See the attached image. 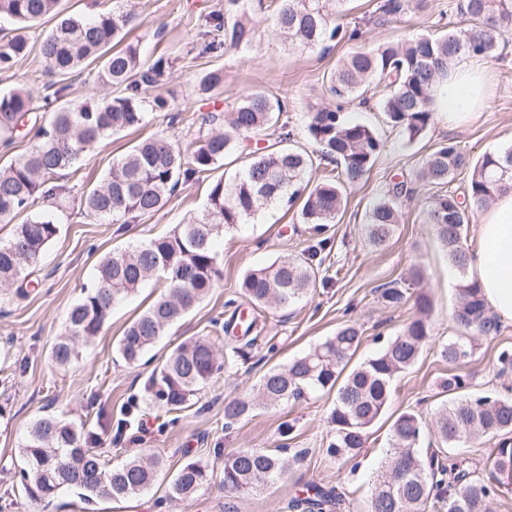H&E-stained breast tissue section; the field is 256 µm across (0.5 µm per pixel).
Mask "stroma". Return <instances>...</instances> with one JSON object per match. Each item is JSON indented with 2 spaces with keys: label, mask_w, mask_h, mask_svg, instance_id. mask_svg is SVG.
<instances>
[{
  "label": "stroma",
  "mask_w": 512,
  "mask_h": 512,
  "mask_svg": "<svg viewBox=\"0 0 512 512\" xmlns=\"http://www.w3.org/2000/svg\"><path fill=\"white\" fill-rule=\"evenodd\" d=\"M224 3L136 0L140 23L128 39L138 43L146 56L171 61L172 68L156 92L174 110L228 112L254 90L281 99L286 110L280 120L292 133L291 147L315 158L307 173L314 184L323 180L331 165L319 159V146L307 125L312 112L333 103L327 85L337 61L363 48L468 24L457 9L459 0H424L422 8L409 11L399 21L384 26L364 24L361 40L343 41L326 51H301L289 45L276 27L278 0H250L252 42L218 57L204 54L199 32L206 17L223 13ZM479 64L489 72L493 84L487 106L461 128H448L441 118H434L425 134L412 142L393 128L382 112L383 87L372 89L367 103L345 102L347 119L372 127L383 149L365 178L344 189L345 207L336 223L327 227L329 245L315 288L287 309L255 311L242 297L239 285L245 272L298 255L320 237L312 225L301 223L298 208L264 206L218 239L222 272L218 288L170 326L147 353L146 364L138 367L125 365L116 346L125 327L162 292L158 280L117 304L101 334L81 345L79 357L70 367L56 368L49 355L56 336L65 330L70 307L90 283L104 254L172 231L203 208L213 182L233 181L248 157L238 151L226 155L200 180L180 185L161 211L134 224L88 220L79 207L81 194L99 185L113 160L123 156L136 140L161 132L188 152L194 147L196 128L184 122L172 125L163 113H151L139 129L105 140L85 153L75 169L61 172L58 182L67 192L55 200L60 234L34 267V283L27 292L21 296L11 291L0 294V512H289L290 498L310 484L335 487L343 499L342 512H365L374 478L390 447L386 424L372 429L358 466H342L325 452L335 393H307L286 405L257 411L229 428L224 425V403L252 393L268 368L285 365L313 349L347 320L357 323L362 332L355 362L368 358L383 339L399 333L417 315L413 300L397 310L385 308L378 300L377 288L407 277L410 269L418 267L423 277L410 285L409 292L413 299L423 294L431 301V337L415 365L397 375L387 412L396 415L412 410L429 424L434 421L442 403L438 382L448 374L439 351L456 334L453 314L459 302V276L434 226L424 221L425 209L440 190L419 180L418 172L423 158L446 143L474 158L512 143V30L503 34L497 52L480 59ZM216 68L224 71L223 85L211 96H199L200 78ZM54 80L36 50L13 72L0 73V92L25 85L35 105L10 147H0V164L16 159L33 144V124L43 114L46 87ZM398 182L409 189L398 199L401 222L386 247L374 248L366 236V214ZM234 314L256 319L260 329L247 360L214 378L191 397L182 412L168 414L147 407L154 365L192 336H209L216 345H224V325ZM504 349L512 350V324L502 325L498 336L476 340L471 358L462 367L472 377L473 392L512 394V375L497 373V356ZM46 415L85 424L112 462L145 451L154 453L162 461L154 485L136 497L101 500L88 508L72 491L31 503L16 488L14 471L21 459L23 438L31 425ZM280 447L291 451L303 448L307 454L260 492L242 495L225 491L216 476L194 500L163 508L158 505L172 476L185 462L197 461L218 473L224 458L238 449Z\"/></svg>",
  "instance_id": "35a3bbf8"
}]
</instances>
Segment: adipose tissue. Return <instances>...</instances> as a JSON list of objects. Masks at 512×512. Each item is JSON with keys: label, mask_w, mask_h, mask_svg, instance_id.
<instances>
[{"label": "adipose tissue", "mask_w": 512, "mask_h": 512, "mask_svg": "<svg viewBox=\"0 0 512 512\" xmlns=\"http://www.w3.org/2000/svg\"><path fill=\"white\" fill-rule=\"evenodd\" d=\"M436 110L451 126L464 123L489 95L485 73L462 63L436 87ZM470 273L500 322L512 323V190L501 194L477 226Z\"/></svg>", "instance_id": "obj_1"}]
</instances>
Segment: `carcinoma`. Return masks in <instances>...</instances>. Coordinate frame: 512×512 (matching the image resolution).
Wrapping results in <instances>:
<instances>
[{"label":"carcinoma","instance_id":"1","mask_svg":"<svg viewBox=\"0 0 512 512\" xmlns=\"http://www.w3.org/2000/svg\"><path fill=\"white\" fill-rule=\"evenodd\" d=\"M61 0H0V18L17 25V33L0 41V71L11 70L26 57L32 45L27 30L48 16L57 17L40 41L39 52L49 72L66 78L85 65L97 66L98 81L115 95L86 101L78 106L61 102L65 86L44 97L48 118L36 129L35 142L26 154L0 166V221L11 222L28 213L10 238L0 239V289H15L19 296L30 284L29 268L58 237L60 222L54 211L38 208L63 190L55 184L60 172L72 168L80 157L101 141L141 127L146 111H169L166 99L148 100L147 88L159 84L169 69L158 58L142 59L132 44L116 48L134 24L137 14L131 0H112V11L93 18L64 15ZM244 0H225L224 15L209 17L203 52L221 55L229 48L248 44L253 35ZM346 0H282L276 18L280 33L300 49H316L345 38L357 40L362 31L339 23ZM413 0H380L369 22L391 23L409 12ZM459 12L468 25L445 35H419L403 42L384 43L358 51L339 61L330 75L328 95L336 107H324L310 117L308 131L322 147L321 158L340 166L337 175L311 186L305 181L313 165L306 152L270 145L250 152L242 173L230 183H212L201 213L176 225L164 236L104 255L96 266L95 280L71 307L65 333L54 343L51 362L69 367L79 356V346L99 335L112 308L135 293L145 282L163 278L165 291L125 329L117 351L124 362L136 367L145 352L164 331L195 308L217 287L214 241L219 235L264 206L303 199L301 222L318 232L336 221L343 208V188L360 182L371 170L382 142L370 127L346 120L342 103L367 100L372 83L384 85L382 110L389 123L412 142L431 125L435 112L432 87L448 78L454 61L462 57H489L498 48L502 33L512 28V0H460ZM224 83L216 69L199 82V93L209 95ZM33 110L30 94L22 88L0 92V138L8 142L20 122ZM283 112L281 100L263 91L243 96L230 112L187 122L207 128L193 151L183 154L167 136L154 134L136 142L112 163L101 183L82 196L83 214L97 221L110 218L129 223L157 213L181 184L196 181L243 147L248 139L268 136ZM458 171L469 172L468 202L450 192L436 196L425 211L424 222L435 227L459 273V305L454 321L457 336L441 346L440 356L452 366L438 384L448 396L434 424L440 448L420 452L425 421L413 410L394 417L389 426L392 452L382 465L366 512H491V505L512 486V442L505 439L489 456L491 477L476 474L465 457L451 454L465 440L512 433V399L466 393L468 376L455 371L467 362L476 337L499 334V320L487 307L481 288L469 274L470 254L463 246L473 211L488 206L512 188V145L476 160L451 144L435 148L423 160L419 177L441 186ZM404 185L392 188L389 198L375 204L366 219L367 238L379 249L386 245L400 223L396 198ZM329 244L323 238L294 258L279 259L244 275L242 294L256 306L287 308L302 301L316 284V274ZM406 281H393L378 289L388 308L398 309L408 300ZM420 316L397 335L387 339L372 356L345 368L357 352L362 334L348 321L311 351L286 365L267 370L255 385L256 393L224 403L227 426L250 416L259 407H276L299 399L307 390H336L329 413L332 426L326 454L341 463L357 459L371 429L382 419L396 374L412 367L430 337L429 299H417ZM230 336L225 347L230 357L219 359L215 343L197 336L177 345L157 366L150 379V403L167 412L185 408L190 398L221 369H230L246 355L237 342L248 337ZM20 484L32 502L75 490L90 504L97 498L128 499L148 490L160 467L153 456H134L109 467L103 452L84 426L55 416L34 422L21 444ZM286 471L280 455L266 448H242L224 459L222 483L229 492L252 493L263 489ZM214 472L196 461L184 463L168 489L170 502L191 501L213 479ZM342 498L332 488L310 486L288 503L291 512H339Z\"/></svg>","mask_w":512,"mask_h":512}]
</instances>
